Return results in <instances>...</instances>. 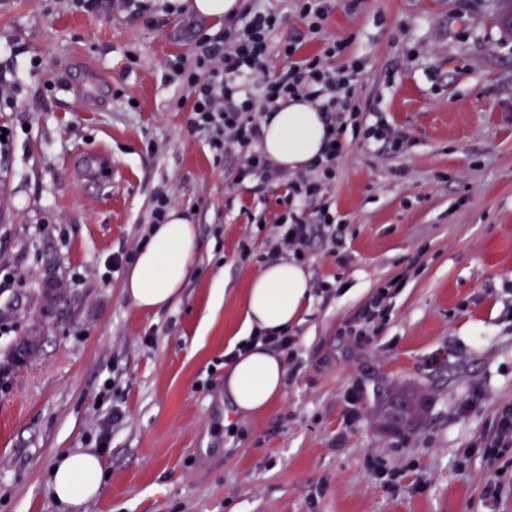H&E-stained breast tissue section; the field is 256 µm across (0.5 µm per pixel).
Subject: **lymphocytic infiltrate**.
<instances>
[{
  "label": "lymphocytic infiltrate",
  "instance_id": "1",
  "mask_svg": "<svg viewBox=\"0 0 512 512\" xmlns=\"http://www.w3.org/2000/svg\"><path fill=\"white\" fill-rule=\"evenodd\" d=\"M277 28L276 13L246 6L240 14L226 20L223 37L197 40L192 57H175L170 67L183 77L194 98L193 129L206 133L217 151L235 145L244 152V164L238 173L242 180L255 178L264 182L276 174L273 164L254 148L259 138L257 116L277 111L282 102L299 96L323 112L329 134L322 155L311 164L317 178L291 183L284 199L289 206L299 198L314 200L322 182L335 178L336 161L344 151L341 119L359 72L350 66L340 70L333 66L332 60L340 52L336 45L319 56L300 57L303 33L275 44ZM275 53L280 54L283 63L271 70L267 62ZM332 222L333 215L325 204H316L310 224L280 217L278 247L270 251V258H277L282 249L302 255L313 224Z\"/></svg>",
  "mask_w": 512,
  "mask_h": 512
}]
</instances>
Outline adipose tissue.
Returning a JSON list of instances; mask_svg holds the SVG:
<instances>
[{"mask_svg":"<svg viewBox=\"0 0 512 512\" xmlns=\"http://www.w3.org/2000/svg\"><path fill=\"white\" fill-rule=\"evenodd\" d=\"M261 151L281 168L303 169L320 156L328 130L321 112L309 101L288 102L262 123ZM200 249L195 224L180 209H170L165 223L153 225L124 281L123 292L142 310H157L178 300ZM304 266L277 261L262 266L240 299L249 331L277 333L301 323L311 301ZM286 367L280 354L253 345L224 367V393L236 413L251 416L267 409L283 390ZM103 466L92 452H67L50 471L56 501L79 508L99 495Z\"/></svg>","mask_w":512,"mask_h":512,"instance_id":"1","label":"adipose tissue"}]
</instances>
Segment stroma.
<instances>
[{
  "label": "stroma",
  "instance_id": "35a3bbf8",
  "mask_svg": "<svg viewBox=\"0 0 512 512\" xmlns=\"http://www.w3.org/2000/svg\"><path fill=\"white\" fill-rule=\"evenodd\" d=\"M305 56L332 44L362 71L334 180L336 239L313 238V293L290 327L282 396L249 417L224 398L238 299L276 239L283 183L191 130L167 60L224 24L168 0H0V512H68L48 485L91 450L103 489L79 512H512V451L488 460L512 404V34L505 0H328ZM386 118L406 145L365 130ZM197 226L181 299L122 291L157 195ZM54 273L61 292L46 296ZM398 280L374 336L349 328ZM224 301L212 308L213 289ZM37 337L24 364L5 363ZM409 383L430 406L411 432L378 409ZM398 471L394 485L371 464Z\"/></svg>",
  "mask_w": 512,
  "mask_h": 512
}]
</instances>
